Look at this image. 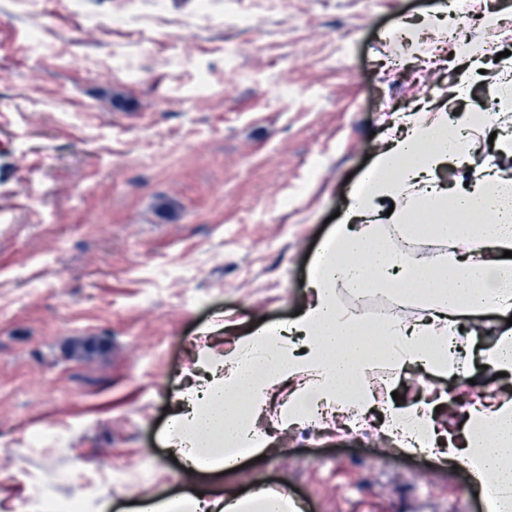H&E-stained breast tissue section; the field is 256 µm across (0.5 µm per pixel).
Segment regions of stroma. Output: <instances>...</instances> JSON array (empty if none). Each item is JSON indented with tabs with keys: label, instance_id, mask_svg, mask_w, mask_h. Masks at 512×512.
I'll use <instances>...</instances> for the list:
<instances>
[{
	"label": "stroma",
	"instance_id": "1",
	"mask_svg": "<svg viewBox=\"0 0 512 512\" xmlns=\"http://www.w3.org/2000/svg\"><path fill=\"white\" fill-rule=\"evenodd\" d=\"M0 0V512L111 502L201 486L225 498L284 490L301 512H488L471 471L398 449L394 405L490 400L492 335L461 337L473 377L376 362L360 427L281 430L258 462L191 476L161 439L197 345L229 348L308 302L330 218L346 210L399 109L494 115L512 72V0ZM500 17L495 34L481 18ZM420 36L399 54L400 28ZM485 72L451 88L455 42ZM457 52L466 61V68L459 74L457 91L464 92L475 76L482 69L483 48L477 42L463 41L457 47Z\"/></svg>",
	"mask_w": 512,
	"mask_h": 512
}]
</instances>
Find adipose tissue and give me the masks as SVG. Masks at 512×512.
Wrapping results in <instances>:
<instances>
[{
    "label": "adipose tissue",
    "instance_id": "1",
    "mask_svg": "<svg viewBox=\"0 0 512 512\" xmlns=\"http://www.w3.org/2000/svg\"><path fill=\"white\" fill-rule=\"evenodd\" d=\"M490 124L486 114L468 113L452 122L447 113L428 109L399 113L317 256L310 302L289 324L256 327L236 339L231 350L204 353L196 362L195 384L176 390L164 438L188 471L220 474L236 468L244 455L266 452L271 438L260 431L259 421L271 406L274 388L298 377L302 385L279 411L285 429L306 423L322 407L340 414L353 406L372 408L367 372L379 359L399 367L417 363L468 381L458 358V337L478 335L480 316L512 317V178L490 166L468 185L446 188L434 176L447 165L469 168L468 141ZM396 197L404 204L389 221L404 235L414 232V213L437 212L432 230L447 240L448 252L434 265L409 264L381 232L377 210L382 200ZM487 212L493 221L477 223V216ZM372 283L411 284L414 298L428 309L426 318L365 328L339 304L337 287ZM288 333L302 336L303 354L283 342ZM467 414L461 434L442 435L432 408L394 409L392 418L406 428L394 440L409 451L417 434L426 452L467 462L489 490L493 512H512V399L475 401ZM138 512H299V507L281 491L259 488L228 500L206 488L142 500Z\"/></svg>",
    "mask_w": 512,
    "mask_h": 512
}]
</instances>
